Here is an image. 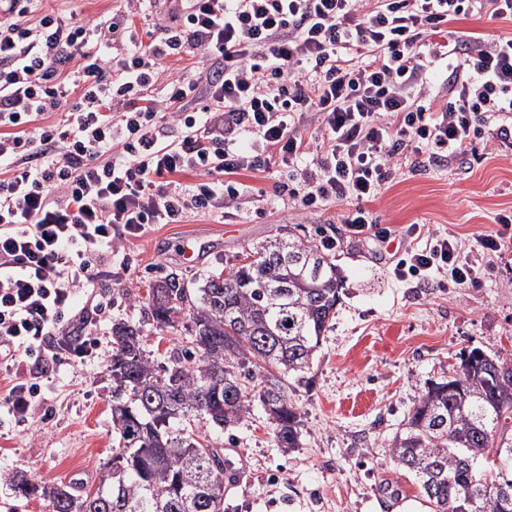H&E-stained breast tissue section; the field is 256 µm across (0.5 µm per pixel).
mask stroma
Returning a JSON list of instances; mask_svg holds the SVG:
<instances>
[{
  "label": "stroma",
  "instance_id": "obj_1",
  "mask_svg": "<svg viewBox=\"0 0 512 512\" xmlns=\"http://www.w3.org/2000/svg\"><path fill=\"white\" fill-rule=\"evenodd\" d=\"M402 170L372 206L381 225L423 221L468 244L512 214V159L487 155L482 144L443 168L407 162ZM243 181L251 192L239 217L191 213L180 224L151 225L133 240L115 238L113 271L80 296L59 336L49 339L55 346L63 334L95 337L92 356L41 366L20 356L11 363L10 373L38 375L41 392L28 422L0 425V512H49L46 501L11 490L16 471L37 483L97 490L118 445L109 373L113 320L138 326L152 362L169 365L172 349L188 347L192 322L185 315L176 328L159 329L147 315L149 287L174 275L197 290L209 274L290 229L318 246L334 241L329 254L345 278L343 295L309 372L288 380L301 412L299 447H279L255 403L221 432L196 422L198 435L245 456L238 482L226 491L227 512H429L415 477L390 460L389 445L414 401L459 366L462 351L480 348L512 364V243L491 257L476 286L412 288L392 275L405 246L400 237H351L336 203L294 217L276 171L248 173ZM125 259L127 272L119 268ZM105 298L112 309L102 313L96 304Z\"/></svg>",
  "mask_w": 512,
  "mask_h": 512
}]
</instances>
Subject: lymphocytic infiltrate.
Masks as SVG:
<instances>
[{"label":"lymphocytic infiltrate","instance_id":"obj_1","mask_svg":"<svg viewBox=\"0 0 512 512\" xmlns=\"http://www.w3.org/2000/svg\"><path fill=\"white\" fill-rule=\"evenodd\" d=\"M36 0H0V361L91 356V339L47 348L77 289L94 287L112 236L229 216L247 172L278 169L296 210L345 204L357 238L388 241L370 205L405 156L442 165L476 140L512 146V37L468 16L512 20V0H123L110 18L75 21ZM190 56L164 95L166 58ZM60 113L58 123L36 119ZM318 124L307 131V117ZM180 132L165 139L167 128ZM195 175L184 183L186 175ZM463 252L456 236L409 224L395 278L437 272L476 284L512 218ZM455 29L459 32L478 31L490 39H497L499 36H512V21L502 19L477 21L467 17L458 21Z\"/></svg>","mask_w":512,"mask_h":512}]
</instances>
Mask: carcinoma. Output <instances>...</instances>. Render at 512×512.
<instances>
[{"label": "carcinoma", "instance_id": "cac0c4a2", "mask_svg": "<svg viewBox=\"0 0 512 512\" xmlns=\"http://www.w3.org/2000/svg\"><path fill=\"white\" fill-rule=\"evenodd\" d=\"M340 267L318 246L290 234L258 246L192 293L171 277L149 289L161 328L192 316L195 350L171 366L146 357L140 330L112 326V467L94 493L41 485L19 474L14 492L42 498L51 512H224V454L189 431L201 417L219 430L257 401L282 448L299 445L301 413L286 377L310 369L340 300ZM512 418V365L472 349L455 375L415 402L391 459L414 474L433 512H512V444L496 439Z\"/></svg>", "mask_w": 512, "mask_h": 512}]
</instances>
